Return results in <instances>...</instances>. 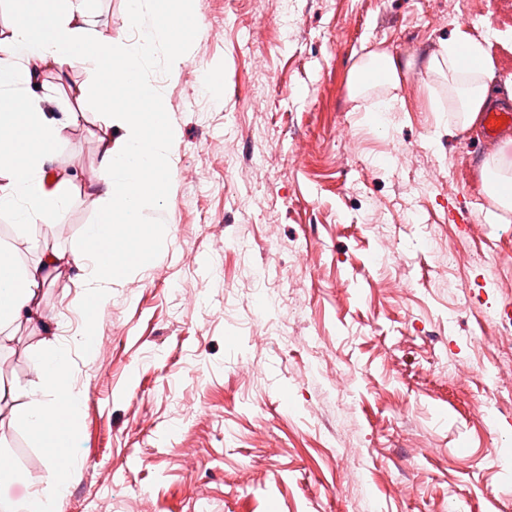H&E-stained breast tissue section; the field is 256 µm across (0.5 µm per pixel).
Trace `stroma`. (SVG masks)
Here are the masks:
<instances>
[{
  "instance_id": "stroma-1",
  "label": "stroma",
  "mask_w": 512,
  "mask_h": 512,
  "mask_svg": "<svg viewBox=\"0 0 512 512\" xmlns=\"http://www.w3.org/2000/svg\"><path fill=\"white\" fill-rule=\"evenodd\" d=\"M466 10L492 99H512V0H193L178 70L162 47L144 62L178 133L142 211L166 243L99 303L63 270L41 290L49 328L0 351L22 370L0 439L33 461L0 473V506L23 512L45 471L19 417L57 336L83 394L59 512H512V210L483 179L493 158L512 174V143L449 135L445 85L420 79ZM83 26L136 45L124 0H91ZM372 50L411 67L352 96ZM94 78L51 64L29 90L81 114L45 166L72 180L49 225L65 250L105 219Z\"/></svg>"
}]
</instances>
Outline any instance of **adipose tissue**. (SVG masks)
<instances>
[{
  "label": "adipose tissue",
  "mask_w": 512,
  "mask_h": 512,
  "mask_svg": "<svg viewBox=\"0 0 512 512\" xmlns=\"http://www.w3.org/2000/svg\"><path fill=\"white\" fill-rule=\"evenodd\" d=\"M20 2L24 9L19 18L0 30V86L15 91L8 102L0 103V210H11L17 223L32 229L51 221L69 203L64 191L45 189L40 180L67 127L27 96L40 66H93L96 76L87 95L111 114L121 134L101 139L102 189L112 208L104 223L87 225V250L66 252L47 243L36 261L22 266L11 248L0 246V348L11 341L13 323L42 324L35 297L53 271L71 265L90 267L87 283L93 293L103 296L131 265L164 246V239L143 223L141 212L147 199L166 189L177 133L163 101L143 82L141 71L143 61L159 46L169 50L170 70L178 69V16L188 10L190 0H127L133 23L139 24L147 14L153 19L142 28L134 52L116 47L109 37L88 40L78 24L87 0ZM469 58L474 61L470 67L465 64ZM400 69L391 53L369 52L350 70V91L359 95L378 85H398ZM442 72L448 75L451 109L462 116V130H469L491 103L492 56L461 29L443 45L440 56L430 58L423 84ZM36 372L45 394L31 398L23 421L50 455L48 473L40 477L41 488L31 493L27 506L29 512H56L61 489L55 476L78 465L71 448L81 395L72 382L69 345L58 342L45 348Z\"/></svg>",
  "instance_id": "1"
}]
</instances>
